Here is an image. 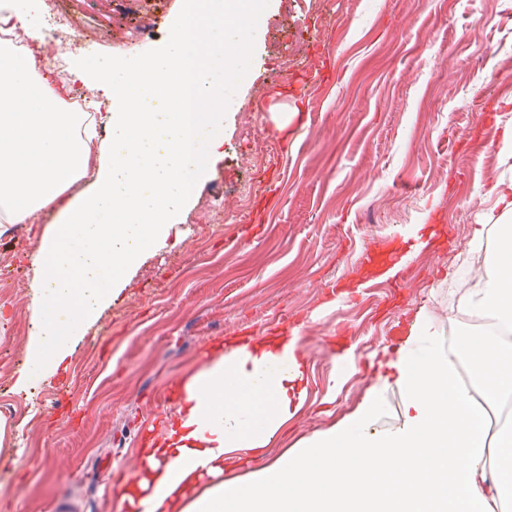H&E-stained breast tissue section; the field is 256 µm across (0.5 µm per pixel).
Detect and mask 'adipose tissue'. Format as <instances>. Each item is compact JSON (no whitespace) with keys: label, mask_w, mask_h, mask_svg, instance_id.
<instances>
[{"label":"adipose tissue","mask_w":512,"mask_h":512,"mask_svg":"<svg viewBox=\"0 0 512 512\" xmlns=\"http://www.w3.org/2000/svg\"><path fill=\"white\" fill-rule=\"evenodd\" d=\"M263 0H225L236 36L205 18H181L159 54L135 74L76 68L64 83L111 80L96 113L111 130L78 136L84 115L64 111L32 54L0 43V222L56 221L34 256L49 293L35 297L38 330L29 354L44 376L65 362L74 336L111 297L110 284L163 237L221 144L224 85L250 38L248 17ZM30 0H0V24L14 41L43 43L29 25ZM503 169L471 250L484 267L466 302L490 321L459 344L477 366L476 388L460 383L428 316L405 342L382 349L386 370L349 416L295 448L267 449L304 402L306 364L297 336H245L216 347L181 380L175 410L140 450L149 468L123 489L133 503L153 490L151 512H498L512 498V438L489 434L487 408L512 393V136L495 145ZM85 190H77L81 180ZM501 225L495 243L487 224ZM396 388L394 426L376 421ZM263 459L245 479H225L231 459Z\"/></svg>","instance_id":"adipose-tissue-1"}]
</instances>
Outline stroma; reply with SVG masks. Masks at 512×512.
<instances>
[{"label":"stroma","mask_w":512,"mask_h":512,"mask_svg":"<svg viewBox=\"0 0 512 512\" xmlns=\"http://www.w3.org/2000/svg\"><path fill=\"white\" fill-rule=\"evenodd\" d=\"M165 2L130 51L136 0L118 10L98 0L83 38L49 43L48 82L79 63L135 71L169 37L181 0ZM265 2L242 76L224 88L223 147L168 236L126 270L49 378L28 352L32 256L49 219L21 234L0 223V345L12 355L0 388L16 403L0 427V512L66 500L124 512L108 474L135 465L140 426L170 412L166 394L201 366V343L297 332L306 398L274 457L350 415L380 371L375 351L418 313L447 345L448 272L494 202V143L512 120V11L500 0ZM317 42L333 53L327 83L302 69ZM259 169L276 199L249 235L254 199L240 190ZM421 236L431 246H412ZM389 238L403 268L392 283L372 260Z\"/></svg>","instance_id":"1"}]
</instances>
